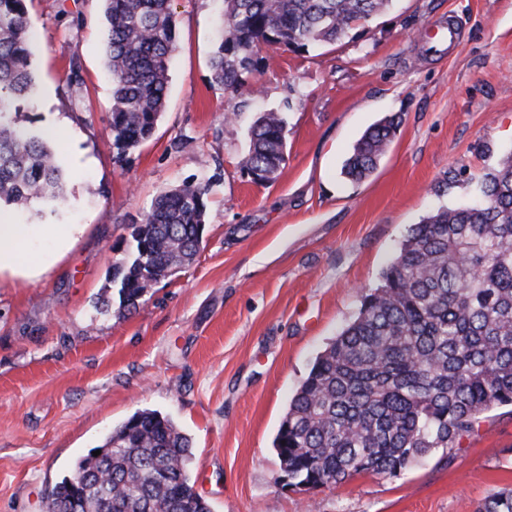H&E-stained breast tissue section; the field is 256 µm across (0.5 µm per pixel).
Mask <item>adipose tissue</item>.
I'll use <instances>...</instances> for the list:
<instances>
[{
  "label": "adipose tissue",
  "instance_id": "obj_1",
  "mask_svg": "<svg viewBox=\"0 0 512 512\" xmlns=\"http://www.w3.org/2000/svg\"><path fill=\"white\" fill-rule=\"evenodd\" d=\"M57 233L50 224H17L8 214H0V272L34 274L47 269L48 259L35 241L52 243Z\"/></svg>",
  "mask_w": 512,
  "mask_h": 512
}]
</instances>
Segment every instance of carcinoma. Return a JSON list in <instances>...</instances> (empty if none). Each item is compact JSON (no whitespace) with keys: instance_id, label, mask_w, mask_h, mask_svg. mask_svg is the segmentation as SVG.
<instances>
[{"instance_id":"cac0c4a2","label":"carcinoma","mask_w":512,"mask_h":512,"mask_svg":"<svg viewBox=\"0 0 512 512\" xmlns=\"http://www.w3.org/2000/svg\"><path fill=\"white\" fill-rule=\"evenodd\" d=\"M211 83L235 94L265 48L334 44L392 0H219ZM112 144L122 157L152 139L165 112L177 47L173 0H104ZM32 38L25 0H0V212L36 204L54 213L64 172L49 135L10 118L31 101ZM402 124L368 127L341 174L360 182L376 169ZM286 118L271 110L251 127L246 172L263 181L285 162ZM206 186L157 194L108 284L131 313L155 276L191 265L203 245ZM479 198L441 206L413 225L356 318L315 360L291 398L274 448L289 485L308 490L355 475L398 477L442 452L451 458L480 416L512 405V150L488 172ZM48 496L47 512H211L190 483L192 441L167 416L138 410L113 428ZM477 512H512V489Z\"/></svg>"}]
</instances>
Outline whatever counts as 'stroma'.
<instances>
[{
	"mask_svg": "<svg viewBox=\"0 0 512 512\" xmlns=\"http://www.w3.org/2000/svg\"><path fill=\"white\" fill-rule=\"evenodd\" d=\"M35 110L76 227L51 267L0 274V512H45L54 485L135 411L168 415L193 442L190 480L211 512H476L512 489V408L485 413L453 458L397 478L357 475L308 492L277 482L273 439L314 359L356 315L409 227L470 199L512 148V0H393L362 33L268 50L235 96L209 83L216 0H174L178 48L153 138L112 146L102 0H27ZM460 43L431 48L429 25ZM236 114L224 121L226 111ZM284 113L286 161L254 183L249 130ZM403 123L376 172L341 174L384 116ZM208 186L204 248L130 314L99 310L107 277L157 193Z\"/></svg>",
	"mask_w": 512,
	"mask_h": 512,
	"instance_id": "stroma-1",
	"label": "stroma"
}]
</instances>
